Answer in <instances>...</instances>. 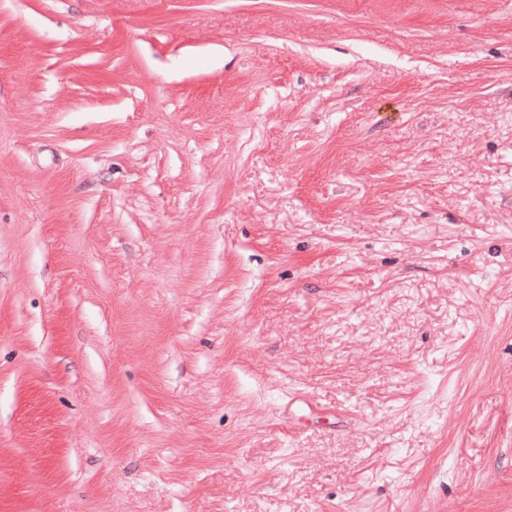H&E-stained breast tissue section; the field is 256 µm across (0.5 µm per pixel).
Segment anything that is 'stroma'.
<instances>
[{"label":"stroma","mask_w":512,"mask_h":512,"mask_svg":"<svg viewBox=\"0 0 512 512\" xmlns=\"http://www.w3.org/2000/svg\"><path fill=\"white\" fill-rule=\"evenodd\" d=\"M0 512H512V0H0Z\"/></svg>","instance_id":"obj_1"}]
</instances>
